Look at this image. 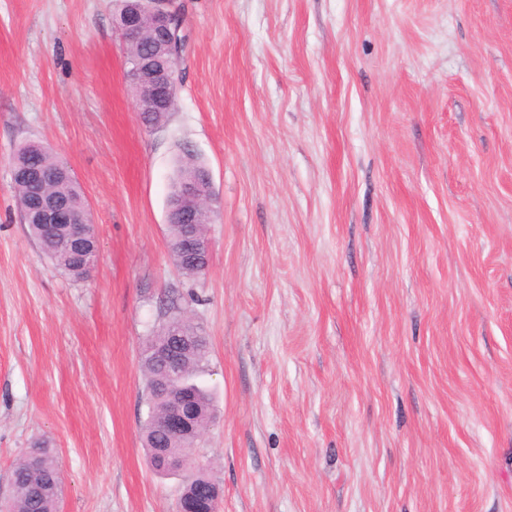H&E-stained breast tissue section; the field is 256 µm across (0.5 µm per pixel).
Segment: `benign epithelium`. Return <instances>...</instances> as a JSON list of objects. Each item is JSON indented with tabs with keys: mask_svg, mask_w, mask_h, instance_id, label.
I'll return each instance as SVG.
<instances>
[{
	"mask_svg": "<svg viewBox=\"0 0 512 512\" xmlns=\"http://www.w3.org/2000/svg\"><path fill=\"white\" fill-rule=\"evenodd\" d=\"M128 7L119 15V30L129 46L141 44L144 31L151 33L149 50L134 51L127 60L126 78L136 92V105L144 127L151 128L148 118L158 112L172 110V92L176 83L175 45L183 30L180 17L169 9V0H123ZM29 196L36 205L26 203L24 214L31 224H41L56 234L69 232L68 240L86 253L98 248L96 237L89 236L84 210L68 199H62L48 188L44 167L40 164L25 169ZM212 181L206 170L184 169L168 198V223L192 226L210 224L217 211L213 207ZM180 253H188L207 261L208 246L194 234H183ZM161 425L169 435L178 437L198 434L195 402L187 390H169L163 397ZM222 495L219 485H211L208 497L197 495L193 483L184 479V489L178 499L177 512H217Z\"/></svg>",
	"mask_w": 512,
	"mask_h": 512,
	"instance_id": "benign-epithelium-1",
	"label": "benign epithelium"
}]
</instances>
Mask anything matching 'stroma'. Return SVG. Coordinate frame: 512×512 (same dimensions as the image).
<instances>
[{
	"label": "stroma",
	"instance_id": "35a3bbf8",
	"mask_svg": "<svg viewBox=\"0 0 512 512\" xmlns=\"http://www.w3.org/2000/svg\"><path fill=\"white\" fill-rule=\"evenodd\" d=\"M120 5L0 0V502L46 439L59 512H176L140 353L177 292L218 512H512V0H171L189 43L152 131ZM29 140L85 192L88 279L20 221ZM184 145L219 207L195 277L168 237ZM189 343L181 347L179 352V371L176 375L192 385L196 404L201 409V419L203 430L213 419V404L210 394L194 382V375L202 362L206 359L208 353V342L202 330L198 327V334Z\"/></svg>",
	"mask_w": 512,
	"mask_h": 512
}]
</instances>
